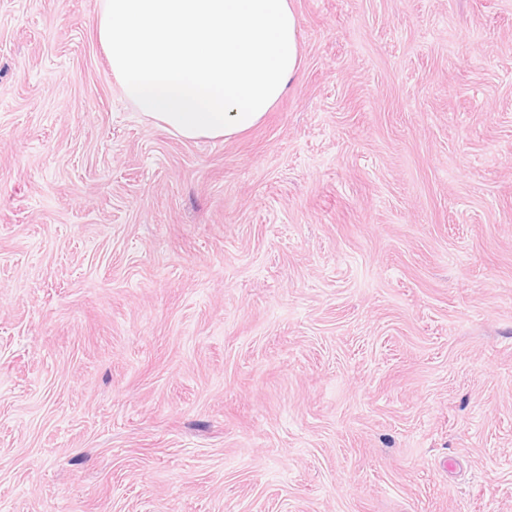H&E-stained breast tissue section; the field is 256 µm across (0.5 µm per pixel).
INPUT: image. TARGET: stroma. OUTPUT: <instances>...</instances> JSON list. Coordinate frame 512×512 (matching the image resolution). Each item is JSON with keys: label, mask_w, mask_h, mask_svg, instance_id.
<instances>
[{"label": "stroma", "mask_w": 512, "mask_h": 512, "mask_svg": "<svg viewBox=\"0 0 512 512\" xmlns=\"http://www.w3.org/2000/svg\"><path fill=\"white\" fill-rule=\"evenodd\" d=\"M99 4L0 0V512H512V0H292L226 141Z\"/></svg>", "instance_id": "1"}]
</instances>
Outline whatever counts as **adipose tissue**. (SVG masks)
Listing matches in <instances>:
<instances>
[{"label": "adipose tissue", "mask_w": 512, "mask_h": 512, "mask_svg": "<svg viewBox=\"0 0 512 512\" xmlns=\"http://www.w3.org/2000/svg\"><path fill=\"white\" fill-rule=\"evenodd\" d=\"M96 25L125 98L191 141L259 125L302 63L291 0H101Z\"/></svg>", "instance_id": "1"}]
</instances>
